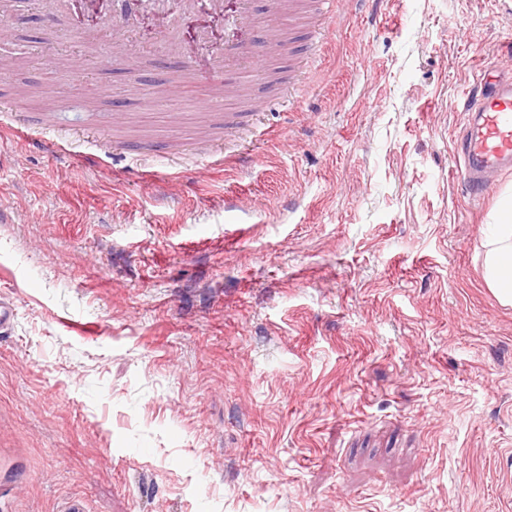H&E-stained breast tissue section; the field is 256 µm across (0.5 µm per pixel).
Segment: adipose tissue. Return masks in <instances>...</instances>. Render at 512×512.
<instances>
[{"mask_svg": "<svg viewBox=\"0 0 512 512\" xmlns=\"http://www.w3.org/2000/svg\"><path fill=\"white\" fill-rule=\"evenodd\" d=\"M486 238V279L498 299L512 304V190H506L490 217Z\"/></svg>", "mask_w": 512, "mask_h": 512, "instance_id": "obj_1", "label": "adipose tissue"}]
</instances>
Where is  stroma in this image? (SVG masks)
<instances>
[{"label": "stroma", "mask_w": 512, "mask_h": 512, "mask_svg": "<svg viewBox=\"0 0 512 512\" xmlns=\"http://www.w3.org/2000/svg\"><path fill=\"white\" fill-rule=\"evenodd\" d=\"M5 8L0 512H512V170L476 198L456 161L512 0H335L320 43L252 0L230 130L236 71L168 87L192 40ZM491 233L485 247L486 279L504 304H512V190L501 196L498 207L490 216Z\"/></svg>", "instance_id": "obj_1"}]
</instances>
